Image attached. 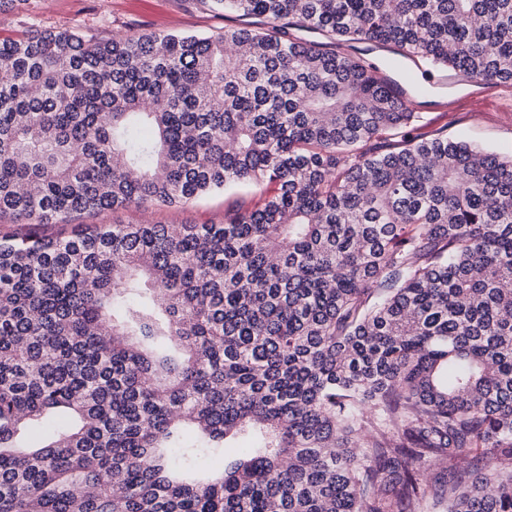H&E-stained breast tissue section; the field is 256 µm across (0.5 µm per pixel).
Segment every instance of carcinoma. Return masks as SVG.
I'll list each match as a JSON object with an SVG mask.
<instances>
[{
  "mask_svg": "<svg viewBox=\"0 0 512 512\" xmlns=\"http://www.w3.org/2000/svg\"><path fill=\"white\" fill-rule=\"evenodd\" d=\"M213 2L0 42V512H512V157L334 49L512 85V0ZM223 221L224 194H219L178 209L148 203L141 207L73 215L62 224L46 225L44 232L66 237L80 229L82 224H220Z\"/></svg>",
  "mask_w": 512,
  "mask_h": 512,
  "instance_id": "carcinoma-1",
  "label": "carcinoma"
}]
</instances>
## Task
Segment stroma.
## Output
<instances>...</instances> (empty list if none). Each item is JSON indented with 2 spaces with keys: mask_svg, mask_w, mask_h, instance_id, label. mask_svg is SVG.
I'll return each instance as SVG.
<instances>
[{
  "mask_svg": "<svg viewBox=\"0 0 512 512\" xmlns=\"http://www.w3.org/2000/svg\"><path fill=\"white\" fill-rule=\"evenodd\" d=\"M239 23L238 17L211 9L210 0H19L13 11L0 15V40L45 30L80 31L104 40L118 31L206 36ZM447 93L452 106L438 108V97ZM414 109L423 115L416 135L442 132L502 157L512 155V88L479 93L458 75L451 90L432 87ZM223 220L224 197L219 194L178 209L148 203L74 215L64 223L46 225L44 231L66 237L84 224H219Z\"/></svg>",
  "mask_w": 512,
  "mask_h": 512,
  "instance_id": "1",
  "label": "stroma"
}]
</instances>
